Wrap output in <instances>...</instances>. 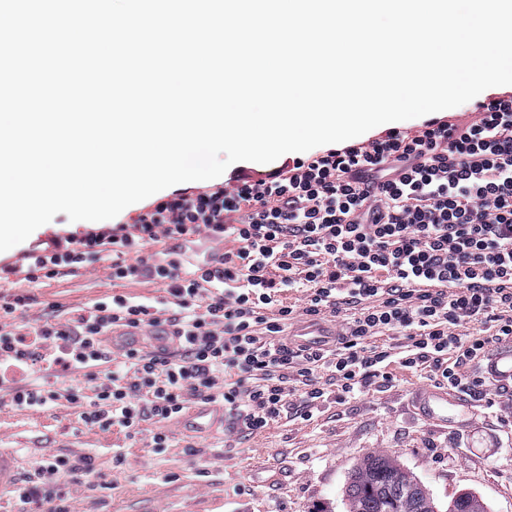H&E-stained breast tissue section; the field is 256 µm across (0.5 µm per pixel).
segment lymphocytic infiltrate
<instances>
[{"label": "lymphocytic infiltrate", "mask_w": 512, "mask_h": 512, "mask_svg": "<svg viewBox=\"0 0 512 512\" xmlns=\"http://www.w3.org/2000/svg\"><path fill=\"white\" fill-rule=\"evenodd\" d=\"M111 259V277L159 286L82 308L46 305L30 324L25 291L0 293V393L15 409L59 400L79 423L171 446L187 405L220 402L243 436L389 380L390 366L478 387L468 366L512 339V90L250 176L151 199L111 227L55 235L0 264V282L41 284ZM344 314L335 348L288 346L296 315ZM167 326L172 352H112L117 327ZM85 384L65 386L74 373ZM152 430H143V423ZM99 487L94 459L47 453L9 495L29 512H72Z\"/></svg>", "instance_id": "lymphocytic-infiltrate-1"}]
</instances>
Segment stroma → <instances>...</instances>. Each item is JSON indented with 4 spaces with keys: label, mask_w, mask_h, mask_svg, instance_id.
I'll return each mask as SVG.
<instances>
[{
    "label": "stroma",
    "mask_w": 512,
    "mask_h": 512,
    "mask_svg": "<svg viewBox=\"0 0 512 512\" xmlns=\"http://www.w3.org/2000/svg\"><path fill=\"white\" fill-rule=\"evenodd\" d=\"M107 262L56 280L29 286L37 319L46 304L83 307L112 295ZM388 385L328 403L311 420L283 419L249 440V460L240 464L223 437L189 441L174 436L164 455L144 440L113 430L99 432L79 424L67 402L50 410L15 411L0 404V432L20 449V468L42 454L92 456L106 482L95 497L80 500L85 512H346L343 492L363 457L386 452L427 487L439 512L469 492L488 512H512V412L501 392L484 384L470 398L479 408L469 428L454 432L429 423L409 408L419 389L439 385L432 373L394 369ZM122 455L115 464L114 455ZM276 467L278 482L266 484L254 473Z\"/></svg>",
    "instance_id": "obj_1"
}]
</instances>
